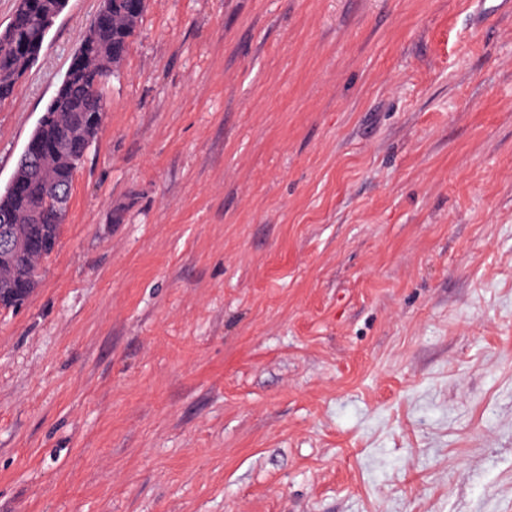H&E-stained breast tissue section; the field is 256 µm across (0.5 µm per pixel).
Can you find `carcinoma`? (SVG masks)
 I'll return each instance as SVG.
<instances>
[{
  "instance_id": "cac0c4a2",
  "label": "carcinoma",
  "mask_w": 512,
  "mask_h": 512,
  "mask_svg": "<svg viewBox=\"0 0 512 512\" xmlns=\"http://www.w3.org/2000/svg\"><path fill=\"white\" fill-rule=\"evenodd\" d=\"M147 8L142 0L139 9L131 8L129 0H107L106 22L94 18L85 34L78 54L82 56L79 74L67 73L30 136L56 144L65 143L59 154L45 153L30 162L19 159L15 177L27 186V195L0 192V215H12V224L34 242L35 248L9 255L0 252V307L18 309L35 288L42 263L50 257L58 243L61 223L69 202L74 175L86 153L85 147L97 137L100 125L92 114L101 111L100 86L120 65L141 18ZM48 30L38 25L20 24L13 28L11 44L0 43V101L9 98L21 76L31 66L28 58L16 52L22 44L43 45ZM55 186L63 206L45 212L41 221L34 218V206L51 198Z\"/></svg>"
}]
</instances>
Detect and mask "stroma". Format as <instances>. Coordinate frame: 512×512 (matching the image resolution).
Wrapping results in <instances>:
<instances>
[{
	"instance_id": "obj_1",
	"label": "stroma",
	"mask_w": 512,
	"mask_h": 512,
	"mask_svg": "<svg viewBox=\"0 0 512 512\" xmlns=\"http://www.w3.org/2000/svg\"><path fill=\"white\" fill-rule=\"evenodd\" d=\"M101 92L0 309V512H512V0H149Z\"/></svg>"
}]
</instances>
